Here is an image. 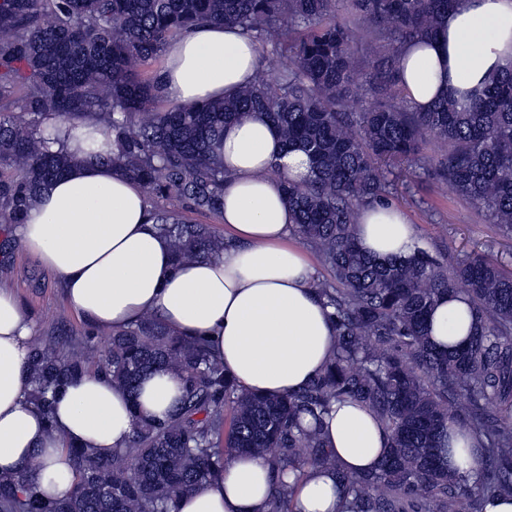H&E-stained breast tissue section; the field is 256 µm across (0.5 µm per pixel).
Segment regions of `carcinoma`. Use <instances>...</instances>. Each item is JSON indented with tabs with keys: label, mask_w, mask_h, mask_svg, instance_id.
I'll return each instance as SVG.
<instances>
[{
	"label": "carcinoma",
	"mask_w": 512,
	"mask_h": 512,
	"mask_svg": "<svg viewBox=\"0 0 512 512\" xmlns=\"http://www.w3.org/2000/svg\"><path fill=\"white\" fill-rule=\"evenodd\" d=\"M339 0H0V221L20 224L37 197L72 166L51 150L55 124L86 118L115 135L112 164L157 198L176 197L201 213L224 208L227 174L216 149L224 125L262 112L290 150L303 152L309 177L285 186L293 231L314 244L334 278L315 287L333 309L336 332L322 373L298 391L266 397L240 388L202 339L168 332L147 315L112 332L90 363L66 348V323L32 345L27 399L53 425L57 395L90 369L137 398L141 377L166 369L181 378L180 406L164 419L134 413L128 446L109 455L69 445L74 488L43 498L28 473L0 475V512H173L190 492L239 454L269 457L281 479L271 512H293L310 468L336 474L351 512H483L486 498L512 495V277L486 257L448 268L417 249L379 261L355 239L360 208L389 193V167L422 159L423 137L446 146L440 173L461 196L512 235V67L481 91L432 109L388 101L400 50L428 36L452 0H351L388 45L378 58L362 112L347 102L354 80L351 29L336 20ZM202 23L234 25L257 41L276 37L296 62L270 84L256 77L235 98L156 108L159 77L143 76L169 41ZM25 114L17 122L13 108ZM178 261L224 251L208 224H184L151 207ZM462 292L476 327L459 352L432 344L427 320L444 294ZM343 399L372 409L390 451L372 472L339 468L320 424ZM458 423L483 449L476 476L450 473L448 425Z\"/></svg>",
	"instance_id": "1"
}]
</instances>
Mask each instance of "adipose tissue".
Returning <instances> with one entry per match:
<instances>
[{
    "label": "adipose tissue",
    "mask_w": 512,
    "mask_h": 512,
    "mask_svg": "<svg viewBox=\"0 0 512 512\" xmlns=\"http://www.w3.org/2000/svg\"><path fill=\"white\" fill-rule=\"evenodd\" d=\"M255 40L234 26L201 24L165 51L162 95L193 105L235 97L252 80ZM512 67V0H455L434 33L405 44L398 79L419 110L444 98L483 89ZM113 136L88 121L63 142L75 165L52 182L23 223L7 233L61 283L68 307L90 327L112 332L146 315L176 336L207 341L237 383L263 396L298 390L322 370L334 346L332 310L314 289V270L289 245L295 223L284 187L309 174L306 156L287 151L279 132L254 112L224 127L220 152L230 174L221 220L233 243L222 254L175 262L156 230L143 188L118 167L98 160ZM364 252L405 258L416 232L388 204L360 210L355 229ZM475 329L466 295H445L430 318V339L442 351L463 347ZM34 340L30 316L0 284V473L39 460L33 477L49 497L74 486L65 444L101 452L125 447L133 407L165 418L183 394L179 376L156 371L138 398L96 372L58 395L52 420L26 398V361ZM321 436L345 471L374 470L389 450L377 415L353 400L336 402ZM275 473L268 458L239 457L214 478L180 495L174 512H269ZM294 512H347L332 472L308 471L292 501Z\"/></svg>",
    "instance_id": "ef3b65f1"
}]
</instances>
